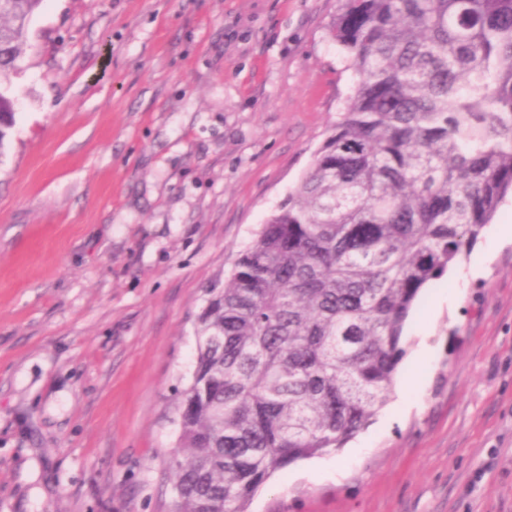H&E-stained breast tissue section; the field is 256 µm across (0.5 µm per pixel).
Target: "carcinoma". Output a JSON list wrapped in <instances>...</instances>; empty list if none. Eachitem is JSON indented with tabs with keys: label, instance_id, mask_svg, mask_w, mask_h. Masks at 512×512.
Segmentation results:
<instances>
[{
	"label": "carcinoma",
	"instance_id": "carcinoma-1",
	"mask_svg": "<svg viewBox=\"0 0 512 512\" xmlns=\"http://www.w3.org/2000/svg\"><path fill=\"white\" fill-rule=\"evenodd\" d=\"M42 0H0V76ZM357 75L310 169L208 290L177 405L173 512H248L393 387L421 290L512 194V0H340ZM15 105L0 90V150Z\"/></svg>",
	"mask_w": 512,
	"mask_h": 512
}]
</instances>
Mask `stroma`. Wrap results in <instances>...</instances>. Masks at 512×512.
Masks as SVG:
<instances>
[{
    "mask_svg": "<svg viewBox=\"0 0 512 512\" xmlns=\"http://www.w3.org/2000/svg\"><path fill=\"white\" fill-rule=\"evenodd\" d=\"M338 7L43 0L0 156V512H171L205 290L357 81ZM504 224L511 198L423 290L372 423L250 512H512V243L487 249Z\"/></svg>",
    "mask_w": 512,
    "mask_h": 512,
    "instance_id": "35a3bbf8",
    "label": "stroma"
}]
</instances>
